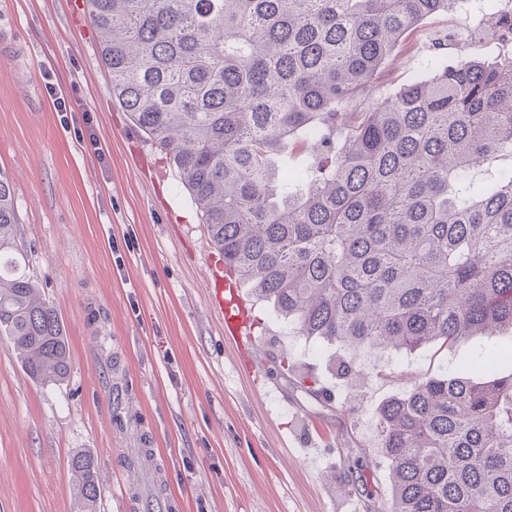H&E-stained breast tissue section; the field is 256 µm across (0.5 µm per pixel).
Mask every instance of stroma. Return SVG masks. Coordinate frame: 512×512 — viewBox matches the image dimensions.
I'll use <instances>...</instances> for the list:
<instances>
[{
  "label": "stroma",
  "instance_id": "1",
  "mask_svg": "<svg viewBox=\"0 0 512 512\" xmlns=\"http://www.w3.org/2000/svg\"><path fill=\"white\" fill-rule=\"evenodd\" d=\"M485 0L396 45L387 97L480 32ZM0 170L9 251L54 306L70 374L43 385L0 338V512H78L69 461L97 460V512H379L391 499L377 411L407 382L455 373L512 335L414 352L306 341L250 299L257 343L211 304L221 262L180 174L112 96L87 0H0ZM360 368L350 384L334 359ZM18 224L17 214L13 203L12 182L4 172H0V248L10 239Z\"/></svg>",
  "mask_w": 512,
  "mask_h": 512
}]
</instances>
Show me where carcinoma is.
Segmentation results:
<instances>
[{
  "label": "carcinoma",
  "instance_id": "carcinoma-1",
  "mask_svg": "<svg viewBox=\"0 0 512 512\" xmlns=\"http://www.w3.org/2000/svg\"><path fill=\"white\" fill-rule=\"evenodd\" d=\"M455 0H89L112 95L169 155L209 236L295 332L414 351L512 332V60L436 62L380 101L402 36ZM303 172L276 164L286 145ZM495 168L476 183V170ZM18 223L0 172V245ZM0 335L70 373L64 326L0 255ZM490 349L378 410L381 512H512V374ZM93 454L70 459L95 512Z\"/></svg>",
  "mask_w": 512,
  "mask_h": 512
}]
</instances>
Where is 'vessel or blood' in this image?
I'll return each instance as SVG.
<instances>
[{
    "instance_id": "vessel-or-blood-1",
    "label": "vessel or blood",
    "mask_w": 512,
    "mask_h": 512,
    "mask_svg": "<svg viewBox=\"0 0 512 512\" xmlns=\"http://www.w3.org/2000/svg\"><path fill=\"white\" fill-rule=\"evenodd\" d=\"M211 279L214 283L212 299L224 322L225 340L239 343L252 338L254 324L238 277L216 268L211 272Z\"/></svg>"
}]
</instances>
